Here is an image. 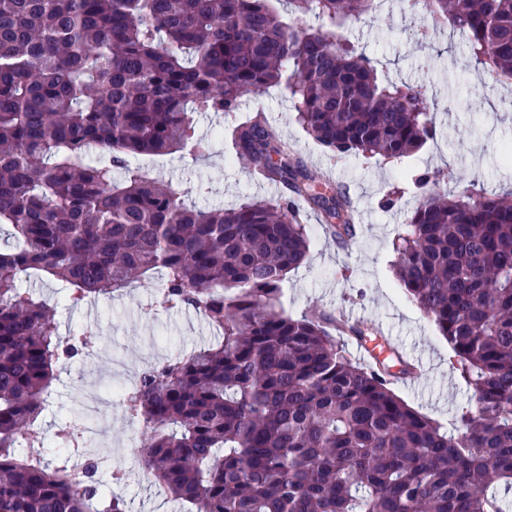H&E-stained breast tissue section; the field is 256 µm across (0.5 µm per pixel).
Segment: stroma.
<instances>
[{"label": "stroma", "instance_id": "stroma-1", "mask_svg": "<svg viewBox=\"0 0 512 512\" xmlns=\"http://www.w3.org/2000/svg\"><path fill=\"white\" fill-rule=\"evenodd\" d=\"M423 13L412 11L407 0H383L371 17L350 21L343 36L374 60L381 78L427 86L436 102L437 138L413 156L387 162L348 155L331 159L297 122L285 90L273 87L260 96L244 98L230 114L198 112L196 133L209 142L205 156L183 150L165 156L130 155L128 163L177 190L189 191L200 208H229L248 199H271L279 189L253 182L242 162L233 159L222 132L253 112H265L284 138L306 162L327 179L343 184L357 212L358 235L341 248L320 224L317 214L304 209L302 221L311 240L308 262L288 272L280 298L288 314L310 310L344 315L351 322L369 321L380 330L371 347L378 357L396 350L403 357L423 356L422 376L415 385L395 384V393L409 406L445 427H452L462 410L475 404L474 389L453 367L454 353L432 322L406 296L392 269V243L404 229L416 203L413 174L443 171L449 192L462 190L478 179L490 192L512 187V164L503 148L512 145V83L501 81L474 66L460 36L429 32ZM397 190L398 201L381 208L382 197ZM22 287L55 308L61 339L84 327L97 335L96 360L79 354L67 361L40 424L46 437L40 453L46 462L58 460L55 432L61 422L78 421L82 403L95 399L109 376V360L155 365L175 354H187L214 340L206 321L192 310L153 309L150 297L157 282L129 289L95 302L92 315L67 305L49 284L25 279ZM106 439L113 467L128 473L126 482L113 483L102 472L104 485L126 502L129 512H180L178 504L155 497L150 483L138 473L137 448L142 428L121 407L105 410Z\"/></svg>", "mask_w": 512, "mask_h": 512}]
</instances>
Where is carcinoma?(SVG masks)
Instances as JSON below:
<instances>
[{"mask_svg":"<svg viewBox=\"0 0 512 512\" xmlns=\"http://www.w3.org/2000/svg\"><path fill=\"white\" fill-rule=\"evenodd\" d=\"M0 0V512H97L103 459L74 481L17 448L32 433L66 361L54 309L28 279L50 280L70 306L161 276L151 306L193 309L216 332L188 356L145 370L124 411L147 433L140 462L166 496L196 512H512V190L472 179L441 190L440 172L394 243L408 298L455 354L476 405L456 431L410 407L379 359L362 365L344 337L369 323L282 309L286 274L308 257L300 198L337 243L356 235L346 189L262 114L229 129L271 200L205 210L127 164L130 154L203 153L195 112H236L271 86L337 154L393 161L437 134L428 89L380 80L337 30L378 0ZM428 24L466 38L475 65L512 79V0H423ZM329 22L310 32L305 15ZM124 170L123 180L113 178ZM58 447H83L63 422Z\"/></svg>","mask_w":512,"mask_h":512,"instance_id":"obj_1","label":"carcinoma"}]
</instances>
